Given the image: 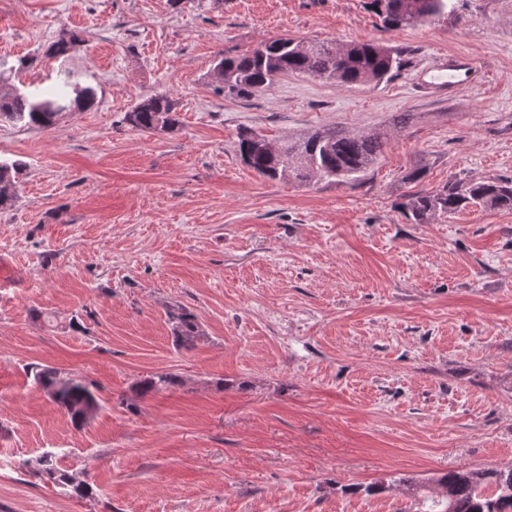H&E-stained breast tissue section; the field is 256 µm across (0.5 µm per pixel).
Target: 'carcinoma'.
<instances>
[{"mask_svg": "<svg viewBox=\"0 0 512 512\" xmlns=\"http://www.w3.org/2000/svg\"><path fill=\"white\" fill-rule=\"evenodd\" d=\"M371 11L387 31L414 27L445 13L449 0H370ZM408 67L405 49L378 41L338 46L331 41H313L307 48L294 39L280 37L261 44L243 55H220L215 68L222 70L221 90L233 98H250L270 90L281 77L306 74L343 85L378 84L401 74ZM54 100L37 101L15 88L0 96V123L47 129L70 102L80 109L94 105L91 89L65 81L51 90ZM175 104L164 93L138 102L128 112V124L140 130L164 132L174 128ZM388 144L383 131L354 132L325 126L300 136L270 140L254 131L238 135L241 161L270 180L336 181L355 179L378 162ZM25 164L19 160L0 159V208L12 206L18 175ZM512 209V180L471 176L448 181L436 193L412 196L405 208L416 224H430L441 215H450L466 207ZM176 339L182 343L200 335L196 317L182 310L170 314ZM58 371L42 367L34 379L75 422L86 420L99 408L91 384L69 379L59 383ZM177 383L171 373L155 374L140 383L142 392L160 391ZM36 476L57 485L71 483L69 476L57 469L54 456L45 453L32 467ZM412 491L416 512H512V469L477 468L449 470L431 483L412 478L392 480Z\"/></svg>", "mask_w": 512, "mask_h": 512, "instance_id": "1", "label": "carcinoma"}]
</instances>
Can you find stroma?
I'll list each match as a JSON object with an SVG mask.
<instances>
[{"label":"stroma","mask_w":512,"mask_h":512,"mask_svg":"<svg viewBox=\"0 0 512 512\" xmlns=\"http://www.w3.org/2000/svg\"><path fill=\"white\" fill-rule=\"evenodd\" d=\"M451 6L388 32L366 0H0V58L29 63L13 86L95 94L51 128L0 126V158L27 165L0 210V512H414L390 477L512 468V210H403L455 178L512 179V0ZM280 35L398 44L410 66L218 90V54ZM454 54L481 78L417 93ZM156 93L177 125H129ZM325 125L388 146L357 180L308 184L236 152L243 130ZM178 309L201 328L185 346ZM38 366L96 384V414L72 423ZM157 373L178 385L139 393ZM48 452L93 497L34 477Z\"/></svg>","instance_id":"obj_1"}]
</instances>
